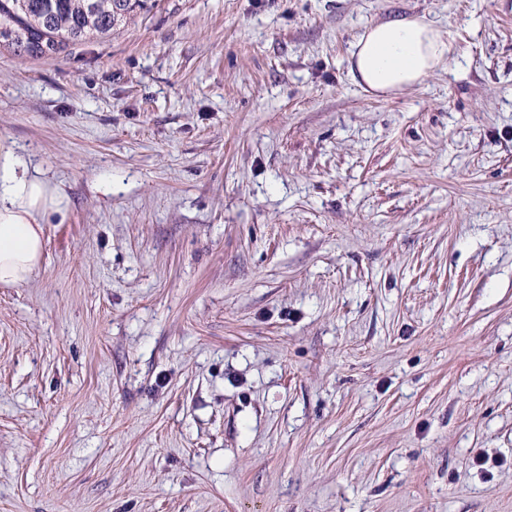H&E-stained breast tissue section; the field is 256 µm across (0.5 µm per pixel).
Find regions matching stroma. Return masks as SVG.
<instances>
[{"label":"stroma","mask_w":512,"mask_h":512,"mask_svg":"<svg viewBox=\"0 0 512 512\" xmlns=\"http://www.w3.org/2000/svg\"><path fill=\"white\" fill-rule=\"evenodd\" d=\"M451 32L372 95L369 26ZM67 195L0 287V512H512V0H155L0 52ZM453 38L419 17L372 25L357 39L349 59L352 79L375 95L422 84L446 64Z\"/></svg>","instance_id":"stroma-1"}]
</instances>
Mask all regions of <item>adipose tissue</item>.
Here are the masks:
<instances>
[{
	"mask_svg": "<svg viewBox=\"0 0 512 512\" xmlns=\"http://www.w3.org/2000/svg\"><path fill=\"white\" fill-rule=\"evenodd\" d=\"M451 34L419 17H399L370 26L349 59L352 79L376 95L422 84L446 64ZM65 197L39 168L20 164L12 145L0 139V286L29 280L44 250L42 225L61 212Z\"/></svg>",
	"mask_w": 512,
	"mask_h": 512,
	"instance_id": "1",
	"label": "adipose tissue"
}]
</instances>
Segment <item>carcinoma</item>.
I'll list each match as a JSON object with an SVG mask.
<instances>
[{
  "label": "carcinoma",
  "instance_id": "obj_1",
  "mask_svg": "<svg viewBox=\"0 0 512 512\" xmlns=\"http://www.w3.org/2000/svg\"><path fill=\"white\" fill-rule=\"evenodd\" d=\"M147 0H0V48L38 58L103 38L130 22Z\"/></svg>",
  "mask_w": 512,
  "mask_h": 512
}]
</instances>
